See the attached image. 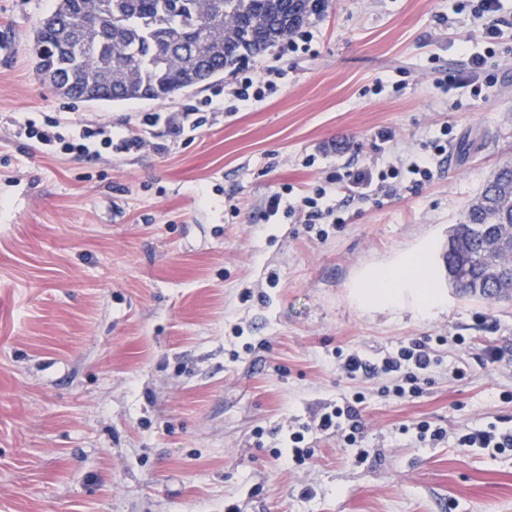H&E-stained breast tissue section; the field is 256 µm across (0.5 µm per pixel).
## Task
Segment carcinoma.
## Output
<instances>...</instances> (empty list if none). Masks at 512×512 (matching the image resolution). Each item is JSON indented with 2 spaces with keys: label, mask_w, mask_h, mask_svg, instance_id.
I'll return each instance as SVG.
<instances>
[{
  "label": "carcinoma",
  "mask_w": 512,
  "mask_h": 512,
  "mask_svg": "<svg viewBox=\"0 0 512 512\" xmlns=\"http://www.w3.org/2000/svg\"><path fill=\"white\" fill-rule=\"evenodd\" d=\"M330 0H56L34 40L36 72L59 95L165 100L272 50ZM512 165L497 170L448 229V283L512 300Z\"/></svg>",
  "instance_id": "carcinoma-1"
}]
</instances>
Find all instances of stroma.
I'll use <instances>...</instances> for the list:
<instances>
[{
	"label": "stroma",
	"instance_id": "1",
	"mask_svg": "<svg viewBox=\"0 0 512 512\" xmlns=\"http://www.w3.org/2000/svg\"><path fill=\"white\" fill-rule=\"evenodd\" d=\"M54 4L0 0V512H512V452L456 443L467 426L512 429V301L460 296L445 264L449 226L512 164V29L476 97L428 71L484 51L466 0H333L311 52L248 60L284 69L275 94L210 114L167 152L87 160L15 121L163 143L147 113L186 111L228 79L166 100L62 97L32 53ZM443 125L447 153L419 192L328 196L342 221L322 238L286 210L265 217L271 191L294 202L373 160L410 181ZM419 247L439 311L364 307L361 277ZM428 337L438 363L420 397L395 396L397 375L341 370ZM358 395L355 442L313 432L295 462L291 434ZM422 420L444 440L420 441Z\"/></svg>",
	"mask_w": 512,
	"mask_h": 512
}]
</instances>
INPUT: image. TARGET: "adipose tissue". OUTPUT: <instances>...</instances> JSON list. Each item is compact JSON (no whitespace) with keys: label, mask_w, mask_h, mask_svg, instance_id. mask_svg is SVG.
Returning a JSON list of instances; mask_svg holds the SVG:
<instances>
[{"label":"adipose tissue","mask_w":512,"mask_h":512,"mask_svg":"<svg viewBox=\"0 0 512 512\" xmlns=\"http://www.w3.org/2000/svg\"><path fill=\"white\" fill-rule=\"evenodd\" d=\"M358 295L367 307L398 306L408 302L424 313L432 312L444 301L429 255L423 250L404 254L396 263L363 279Z\"/></svg>","instance_id":"obj_1"}]
</instances>
